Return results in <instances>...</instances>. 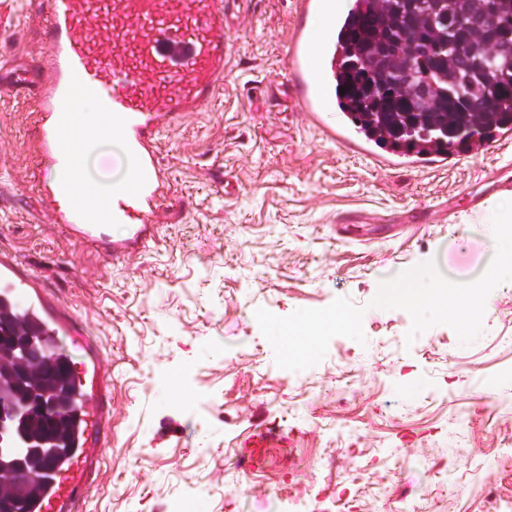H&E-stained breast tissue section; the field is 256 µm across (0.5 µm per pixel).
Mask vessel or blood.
Returning <instances> with one entry per match:
<instances>
[{"label": "vessel or blood", "instance_id": "b4317fda", "mask_svg": "<svg viewBox=\"0 0 512 512\" xmlns=\"http://www.w3.org/2000/svg\"><path fill=\"white\" fill-rule=\"evenodd\" d=\"M229 0H28L42 52L23 66L0 70V95L33 103L34 151L54 178L39 188L40 201L58 224L102 256L120 261L143 249L153 226L172 211L177 196L158 156L161 127L199 111L224 86L231 48L225 31ZM329 20L324 36L309 28L310 15ZM335 0H296L287 40L286 80L305 121L346 152L371 159L382 170L401 167L396 157L373 152L327 110L335 96ZM102 100L112 128L135 161L128 181L108 201L73 182L65 134L72 124L65 103L74 89ZM455 155L411 159L419 169L457 165ZM128 227L109 239L106 223ZM0 299L29 312L44 338L68 337L82 353L72 371L80 401L72 448L49 466L34 512H84L112 436V385L102 348L77 317L61 305L12 254L0 252Z\"/></svg>", "mask_w": 512, "mask_h": 512}]
</instances>
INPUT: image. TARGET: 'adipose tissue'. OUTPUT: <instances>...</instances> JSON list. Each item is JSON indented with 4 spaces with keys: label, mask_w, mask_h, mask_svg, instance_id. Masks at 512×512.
I'll return each mask as SVG.
<instances>
[{
    "label": "adipose tissue",
    "mask_w": 512,
    "mask_h": 512,
    "mask_svg": "<svg viewBox=\"0 0 512 512\" xmlns=\"http://www.w3.org/2000/svg\"><path fill=\"white\" fill-rule=\"evenodd\" d=\"M67 110L86 134L85 140L74 147L77 165L73 177L95 195H102L100 185L86 176L83 164L86 157L106 141V131L112 126L111 118L101 101L78 91L72 92Z\"/></svg>",
    "instance_id": "ef3b65f1"
}]
</instances>
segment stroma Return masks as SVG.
I'll return each instance as SVG.
<instances>
[{"label": "stroma", "instance_id": "35a3bbf8", "mask_svg": "<svg viewBox=\"0 0 512 512\" xmlns=\"http://www.w3.org/2000/svg\"><path fill=\"white\" fill-rule=\"evenodd\" d=\"M26 0H0V54L41 47ZM293 0L231 7L219 96L165 127L180 198L152 242L118 263L52 224L36 201L29 104L0 98V250L42 277L96 336L112 379V442L87 512H306L289 484L328 480L362 512H512V281L461 344L373 306L399 269L455 280L496 249L483 217L512 201V144L447 171L380 170L324 141L279 94ZM345 297L365 343L332 338L316 366L278 368L256 309L286 316ZM265 446H256L258 431ZM332 458L329 469H313Z\"/></svg>", "mask_w": 512, "mask_h": 512}]
</instances>
